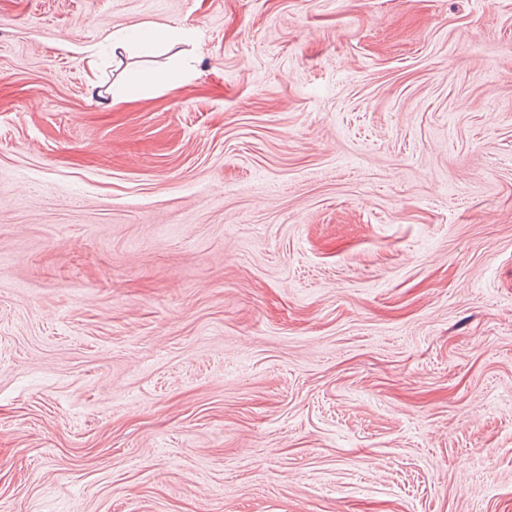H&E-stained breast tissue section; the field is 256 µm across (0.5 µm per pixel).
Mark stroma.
<instances>
[{"label":"stroma","instance_id":"obj_1","mask_svg":"<svg viewBox=\"0 0 512 512\" xmlns=\"http://www.w3.org/2000/svg\"><path fill=\"white\" fill-rule=\"evenodd\" d=\"M0 512H512V0H0Z\"/></svg>","mask_w":512,"mask_h":512}]
</instances>
